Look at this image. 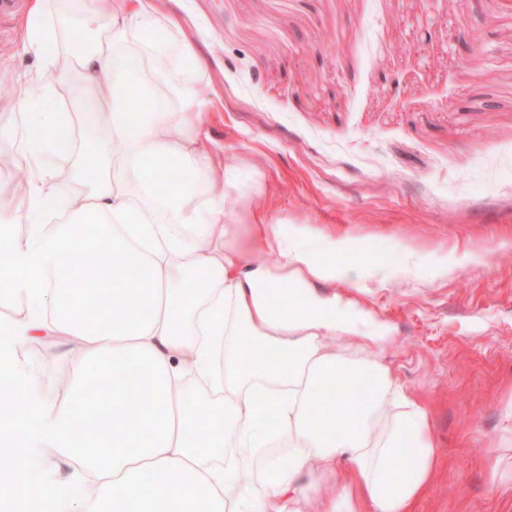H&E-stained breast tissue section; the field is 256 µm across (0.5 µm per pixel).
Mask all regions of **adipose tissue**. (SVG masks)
Returning <instances> with one entry per match:
<instances>
[{
    "instance_id": "adipose-tissue-1",
    "label": "adipose tissue",
    "mask_w": 512,
    "mask_h": 512,
    "mask_svg": "<svg viewBox=\"0 0 512 512\" xmlns=\"http://www.w3.org/2000/svg\"><path fill=\"white\" fill-rule=\"evenodd\" d=\"M76 32L78 54L41 55ZM16 51L41 59L0 109V142L26 174L13 215L0 218V298L24 310L0 334V386L19 401L0 414V456L12 464L0 505L415 512L438 465L429 415L383 358L329 346L357 323L313 288L357 284L354 249L345 240L304 249L287 225L255 212L246 234L229 225L227 198L263 192L268 177L226 167L210 143L203 63L175 23L148 0H33ZM61 83L71 108L57 99ZM136 97L143 111H133ZM171 166L180 179L165 189ZM88 248L111 253L108 278L71 265L70 253ZM250 252L275 262L246 268ZM129 255L144 277L127 274ZM45 336L73 350L60 396L45 390L27 348ZM132 368L142 373L134 399L124 385ZM97 378L111 385L94 394ZM193 379L210 386L209 399ZM202 448L223 449V468L207 466ZM259 453L257 494L243 461ZM78 484L85 494L73 493Z\"/></svg>"
}]
</instances>
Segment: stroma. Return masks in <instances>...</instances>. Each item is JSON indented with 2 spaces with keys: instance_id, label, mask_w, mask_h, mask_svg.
Wrapping results in <instances>:
<instances>
[{
  "instance_id": "obj_1",
  "label": "stroma",
  "mask_w": 512,
  "mask_h": 512,
  "mask_svg": "<svg viewBox=\"0 0 512 512\" xmlns=\"http://www.w3.org/2000/svg\"><path fill=\"white\" fill-rule=\"evenodd\" d=\"M150 2L204 61L225 164L270 176L229 220L367 261L336 300L430 414L441 461L417 512H512L488 476L512 398V0Z\"/></svg>"
}]
</instances>
